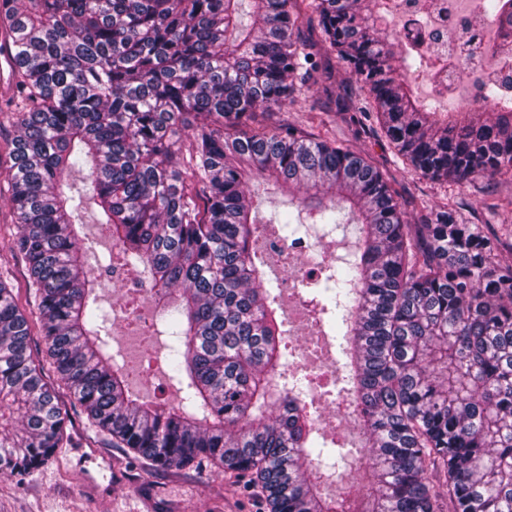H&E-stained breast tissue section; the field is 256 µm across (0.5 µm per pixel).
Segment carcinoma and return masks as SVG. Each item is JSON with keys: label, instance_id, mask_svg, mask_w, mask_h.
<instances>
[{"label": "carcinoma", "instance_id": "1", "mask_svg": "<svg viewBox=\"0 0 512 512\" xmlns=\"http://www.w3.org/2000/svg\"><path fill=\"white\" fill-rule=\"evenodd\" d=\"M0 0L14 60L7 142L16 232L49 363L90 427L144 474L229 469L269 512H512V240L443 204L407 223L361 154L257 113L301 104L295 75L333 79L321 47L356 78L415 172L456 183L512 177V98L439 112L396 76L399 40L382 0ZM485 16L512 30V0ZM188 142H183V139ZM85 173L84 189L68 182ZM288 197L266 220L248 184ZM118 266L169 298L176 402L147 399L112 351L109 283L78 246L87 203ZM345 254L300 282L312 321L338 345L336 381L359 443L330 440L305 403L310 373L286 351L281 289L259 239L329 238ZM27 317L0 277V473L29 474L80 448L31 354ZM439 464L444 481L429 480Z\"/></svg>", "mask_w": 512, "mask_h": 512}]
</instances>
